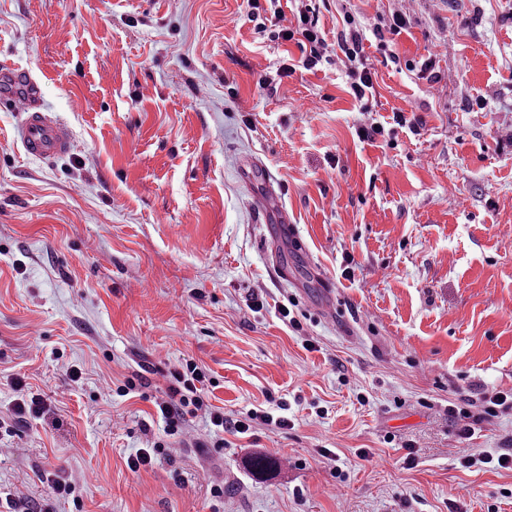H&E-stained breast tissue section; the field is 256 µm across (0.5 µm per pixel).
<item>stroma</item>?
<instances>
[{
    "instance_id": "obj_1",
    "label": "stroma",
    "mask_w": 512,
    "mask_h": 512,
    "mask_svg": "<svg viewBox=\"0 0 512 512\" xmlns=\"http://www.w3.org/2000/svg\"><path fill=\"white\" fill-rule=\"evenodd\" d=\"M344 3L369 24L410 13L394 50L434 57L441 82L367 47L363 114L327 65L261 88L286 51L247 0H0V63L31 71L78 143L31 158L0 112L1 493L45 496L39 472L59 470L83 507L56 512H512V470L459 463L512 448V413L462 437L447 412L512 389V0ZM397 110L419 132L358 137ZM272 186L303 252L267 236ZM184 358L212 405L288 428L166 437L152 400ZM141 362L145 395L108 393ZM37 394L48 411L14 422Z\"/></svg>"
}]
</instances>
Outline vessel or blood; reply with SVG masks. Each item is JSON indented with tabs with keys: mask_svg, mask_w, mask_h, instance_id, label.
Listing matches in <instances>:
<instances>
[{
	"mask_svg": "<svg viewBox=\"0 0 512 512\" xmlns=\"http://www.w3.org/2000/svg\"><path fill=\"white\" fill-rule=\"evenodd\" d=\"M0 81L9 85L8 90L0 91V112L21 113L17 133L30 157L50 159L75 150L72 131L52 113L36 107L37 84L30 73L7 67L0 70Z\"/></svg>",
	"mask_w": 512,
	"mask_h": 512,
	"instance_id": "1",
	"label": "vessel or blood"
}]
</instances>
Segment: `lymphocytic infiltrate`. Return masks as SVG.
I'll return each instance as SVG.
<instances>
[{"instance_id":"f902f5d3","label":"lymphocytic infiltrate","mask_w":512,"mask_h":512,"mask_svg":"<svg viewBox=\"0 0 512 512\" xmlns=\"http://www.w3.org/2000/svg\"><path fill=\"white\" fill-rule=\"evenodd\" d=\"M248 17L254 23L257 34L278 45L293 44L298 54L283 59L275 77L263 78L261 85L271 88L274 78L292 77L297 69L316 70L327 64L340 68L346 76L347 92L358 110L363 113L373 111L376 96L375 73L367 63L364 43L374 38L383 62L398 63L393 50L398 36L406 30L409 19L405 12H393L389 19L379 20L369 26H362L359 18L351 12H344L337 25L336 43L328 45L325 31L319 24L320 6L316 0H305L298 5L294 24H287L280 0H247ZM167 381L165 396L154 403L156 413L164 424L166 435L184 434L189 423L205 419L215 437V447H223L224 434L238 435L253 430L256 422L288 427L287 418H273L261 411L245 414H224L221 408L209 404L205 399L206 372L194 362H181L168 367L163 373ZM512 410V391H498L484 394L480 414H473L467 407L452 405L449 416L461 421V435H468L473 424L481 419H490L499 413ZM41 480L47 483L50 495L36 501L22 492L7 494L9 512H55L54 502L60 498L75 495L76 487L62 472H45Z\"/></svg>"}]
</instances>
